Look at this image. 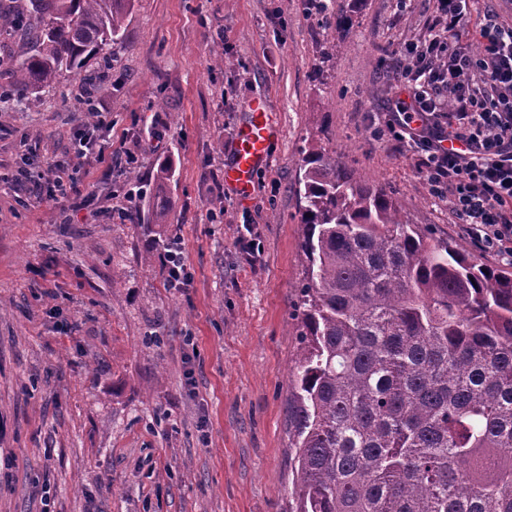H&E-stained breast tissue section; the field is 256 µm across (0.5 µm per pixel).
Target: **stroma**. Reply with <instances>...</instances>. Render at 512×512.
I'll use <instances>...</instances> for the list:
<instances>
[{
	"instance_id": "1",
	"label": "stroma",
	"mask_w": 512,
	"mask_h": 512,
	"mask_svg": "<svg viewBox=\"0 0 512 512\" xmlns=\"http://www.w3.org/2000/svg\"><path fill=\"white\" fill-rule=\"evenodd\" d=\"M437 6L335 0L320 16L306 0H134L99 63L0 101V512H290L288 378L306 265L296 180L310 145L392 192L433 238L512 264L462 232L416 156L372 133L405 93L397 51L427 38ZM90 93L111 152L78 160ZM257 98L277 135L244 198L224 165ZM28 153L88 171L93 202L28 204ZM168 159L169 221L155 224ZM132 189L134 222L120 212ZM175 234L180 287L162 268Z\"/></svg>"
}]
</instances>
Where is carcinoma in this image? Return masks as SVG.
Segmentation results:
<instances>
[{"mask_svg": "<svg viewBox=\"0 0 512 512\" xmlns=\"http://www.w3.org/2000/svg\"><path fill=\"white\" fill-rule=\"evenodd\" d=\"M0 8L23 97L88 66L132 0ZM157 179L155 224L167 223ZM302 348L291 368V512H512V271L404 220L397 200L336 153L303 152Z\"/></svg>", "mask_w": 512, "mask_h": 512, "instance_id": "1", "label": "carcinoma"}]
</instances>
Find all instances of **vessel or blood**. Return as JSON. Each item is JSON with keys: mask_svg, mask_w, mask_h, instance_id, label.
<instances>
[{"mask_svg": "<svg viewBox=\"0 0 512 512\" xmlns=\"http://www.w3.org/2000/svg\"><path fill=\"white\" fill-rule=\"evenodd\" d=\"M267 112L266 102H257L248 120L237 128L232 157L224 167L225 182L243 197L249 196L257 171L269 160L273 130Z\"/></svg>", "mask_w": 512, "mask_h": 512, "instance_id": "obj_1", "label": "vessel or blood"}]
</instances>
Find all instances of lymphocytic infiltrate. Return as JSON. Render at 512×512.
I'll list each match as a JSON object with an SVG mask.
<instances>
[{
    "instance_id": "f902f5d3",
    "label": "lymphocytic infiltrate",
    "mask_w": 512,
    "mask_h": 512,
    "mask_svg": "<svg viewBox=\"0 0 512 512\" xmlns=\"http://www.w3.org/2000/svg\"><path fill=\"white\" fill-rule=\"evenodd\" d=\"M438 10L428 43L403 50L407 97L375 132L417 156L432 194L450 198L473 242L512 261V26L488 13L469 29L468 0H438ZM471 34L481 53L460 47ZM36 177L54 202L89 190L58 165Z\"/></svg>"
}]
</instances>
